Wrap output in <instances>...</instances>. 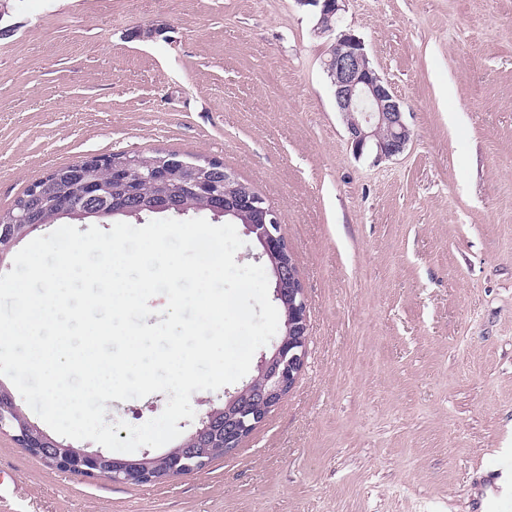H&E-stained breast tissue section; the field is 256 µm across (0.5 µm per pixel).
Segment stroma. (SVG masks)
Listing matches in <instances>:
<instances>
[{"label":"stroma","mask_w":512,"mask_h":512,"mask_svg":"<svg viewBox=\"0 0 512 512\" xmlns=\"http://www.w3.org/2000/svg\"><path fill=\"white\" fill-rule=\"evenodd\" d=\"M316 24L297 0H0V212L93 156L217 160L280 213L309 309L296 384L232 454L131 485L4 432L0 512H491L512 471V0H346L411 132L382 161L352 151ZM166 402L105 420L124 440Z\"/></svg>","instance_id":"35a3bbf8"}]
</instances>
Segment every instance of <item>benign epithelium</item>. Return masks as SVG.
Masks as SVG:
<instances>
[{
	"label": "benign epithelium",
	"mask_w": 512,
	"mask_h": 512,
	"mask_svg": "<svg viewBox=\"0 0 512 512\" xmlns=\"http://www.w3.org/2000/svg\"><path fill=\"white\" fill-rule=\"evenodd\" d=\"M302 6L318 9L320 18L339 16L345 0H297ZM322 34L334 35L323 60L330 78L336 108L343 116L349 143L358 157L374 155L375 160L401 154L410 141L399 96L389 81L372 65L363 41L347 31H336L333 24L317 23ZM145 210L154 212L182 209L166 193L156 194L151 205L130 201L124 209L138 218ZM214 217H240L246 232L260 248V256L270 263L275 278L274 298L284 309L283 335L258 362L260 382L253 381L234 393L226 394L224 403L208 410L182 447L161 454L145 452L132 461L115 458L101 450L65 446L31 424L16 404L12 393L0 388V432L10 430L17 444L41 457L49 465L78 476L104 477L130 484L161 483L198 468L201 457L222 448L228 455L278 405L297 381L304 365L309 340L308 307L304 289L294 270L293 258L282 233L281 217L257 191L245 188L239 203L215 205ZM28 232L38 226L33 213L22 211L11 223L0 226V261L19 241L17 225Z\"/></svg>",
	"instance_id": "benign-epithelium-1"
}]
</instances>
